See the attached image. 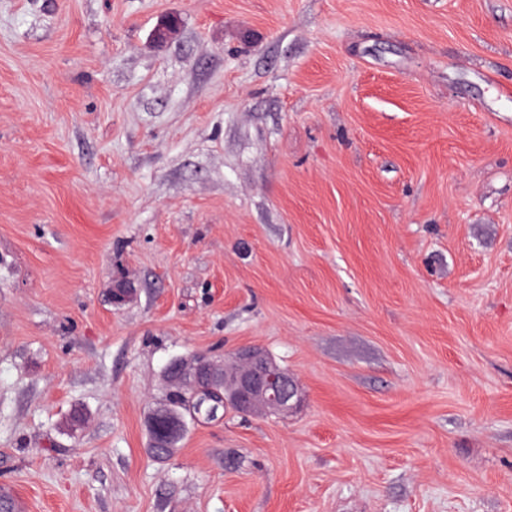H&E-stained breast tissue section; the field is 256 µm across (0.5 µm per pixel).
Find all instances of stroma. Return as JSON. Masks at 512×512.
Here are the masks:
<instances>
[{
    "label": "stroma",
    "instance_id": "1",
    "mask_svg": "<svg viewBox=\"0 0 512 512\" xmlns=\"http://www.w3.org/2000/svg\"><path fill=\"white\" fill-rule=\"evenodd\" d=\"M253 345L302 408L154 460L166 365ZM1 487L512 512V0H0Z\"/></svg>",
    "mask_w": 512,
    "mask_h": 512
}]
</instances>
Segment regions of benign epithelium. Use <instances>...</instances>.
I'll return each instance as SVG.
<instances>
[{
  "instance_id": "benign-epithelium-1",
  "label": "benign epithelium",
  "mask_w": 512,
  "mask_h": 512,
  "mask_svg": "<svg viewBox=\"0 0 512 512\" xmlns=\"http://www.w3.org/2000/svg\"><path fill=\"white\" fill-rule=\"evenodd\" d=\"M179 26L178 18L168 17L156 29L155 38L172 39ZM167 377L190 392L195 418H213L230 405L246 415H287L304 403L288 371L256 347L243 348L224 359L202 353L177 359L170 364ZM147 430L151 447L166 449L182 439L187 427L182 413L166 402L150 413Z\"/></svg>"
}]
</instances>
